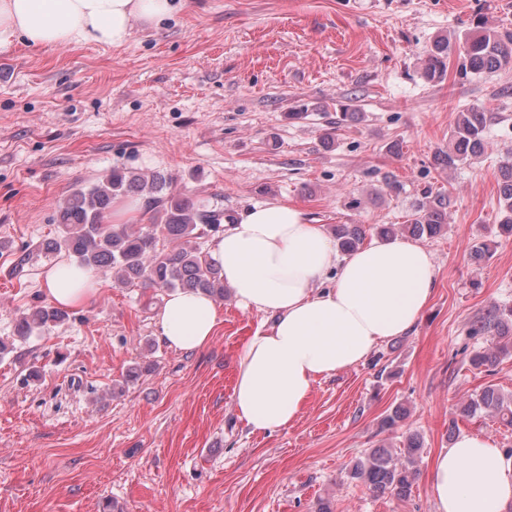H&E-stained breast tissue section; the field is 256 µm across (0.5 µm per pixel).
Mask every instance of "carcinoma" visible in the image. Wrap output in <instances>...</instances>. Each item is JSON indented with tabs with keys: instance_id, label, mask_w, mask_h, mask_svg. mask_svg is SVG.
Returning <instances> with one entry per match:
<instances>
[{
	"instance_id": "obj_1",
	"label": "carcinoma",
	"mask_w": 512,
	"mask_h": 512,
	"mask_svg": "<svg viewBox=\"0 0 512 512\" xmlns=\"http://www.w3.org/2000/svg\"><path fill=\"white\" fill-rule=\"evenodd\" d=\"M457 58V70L464 76L481 75L512 65V35L481 26L463 42L446 35L436 37L422 59V74L436 82L448 73L451 57ZM487 114L484 106L474 104L457 113L451 145L434 154L435 164L451 169L459 163L479 159L488 148L485 137ZM131 194L147 198L150 210L160 209V224H114L112 202ZM498 202L504 213L499 224L501 235L512 237V159L500 166ZM450 198L426 190L411 223L405 229L416 237H436L448 223ZM233 215L222 207L207 208L192 198L175 194L170 180L163 175L134 176L114 169L87 189L75 191L59 207L56 223L63 229L61 238L49 239L50 253L65 251L77 263L90 269H110L119 283L143 288L200 291L224 298V278L198 239L202 227L217 230ZM337 247L350 252L363 244L366 230L358 224H336L332 228ZM69 318L66 309L37 306L20 318L16 335L25 339L36 330H48ZM467 335L478 341L479 348L469 364L490 375L503 359L512 357V306L496 305L470 321ZM456 411L463 418L490 417L512 426V395H504L488 384L458 403ZM421 450L415 434L406 436L403 451L393 455L384 447L373 448L349 469V477L364 483L376 495L405 496L417 477V458Z\"/></svg>"
}]
</instances>
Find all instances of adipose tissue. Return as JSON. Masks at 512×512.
<instances>
[{"mask_svg":"<svg viewBox=\"0 0 512 512\" xmlns=\"http://www.w3.org/2000/svg\"><path fill=\"white\" fill-rule=\"evenodd\" d=\"M177 0H0V50L72 43L124 44L134 26L170 18ZM239 305L267 313L238 355L234 404L254 432L288 427L314 384L362 360L384 339L412 330L434 294L432 255L395 237L337 257L322 227L280 200L249 208L227 225L210 252ZM90 271L60 262L45 278L61 307L87 301ZM220 321L208 295L169 293L157 321L170 348L206 347ZM434 512H507L512 456L485 437L464 433L437 454L429 478Z\"/></svg>","mask_w":512,"mask_h":512,"instance_id":"obj_1","label":"adipose tissue"}]
</instances>
